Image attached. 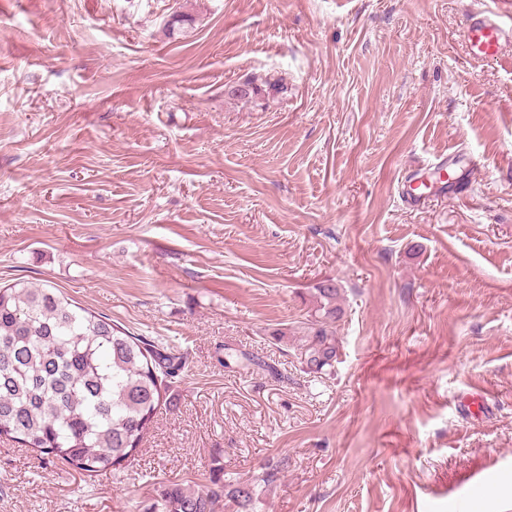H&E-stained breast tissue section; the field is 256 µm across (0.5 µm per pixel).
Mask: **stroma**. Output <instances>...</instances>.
<instances>
[{
    "instance_id": "stroma-1",
    "label": "stroma",
    "mask_w": 512,
    "mask_h": 512,
    "mask_svg": "<svg viewBox=\"0 0 512 512\" xmlns=\"http://www.w3.org/2000/svg\"><path fill=\"white\" fill-rule=\"evenodd\" d=\"M512 0H0V284L186 360L134 462L0 437V512H139L247 480L253 512H512ZM192 14L172 41L170 14ZM285 90L250 101L251 75ZM475 159L458 198L403 185ZM339 290L337 357L299 322ZM459 37L471 59L491 61L511 49L512 24L504 23L497 12L481 8L470 9ZM317 297L319 304L315 312H319L322 321L319 327H305L310 329L305 344L300 347L299 355L301 363L308 370L321 371L337 357L336 330L330 326L336 323L341 317V309L336 306L338 288L334 284H321L317 286Z\"/></svg>"
}]
</instances>
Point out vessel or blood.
<instances>
[{"mask_svg": "<svg viewBox=\"0 0 512 512\" xmlns=\"http://www.w3.org/2000/svg\"><path fill=\"white\" fill-rule=\"evenodd\" d=\"M459 37L471 59L491 61L512 48V24L504 23L497 12L472 9L466 15Z\"/></svg>", "mask_w": 512, "mask_h": 512, "instance_id": "obj_1", "label": "vessel or blood"}]
</instances>
